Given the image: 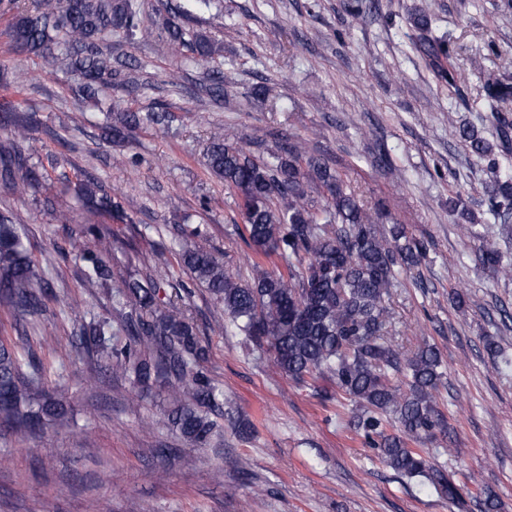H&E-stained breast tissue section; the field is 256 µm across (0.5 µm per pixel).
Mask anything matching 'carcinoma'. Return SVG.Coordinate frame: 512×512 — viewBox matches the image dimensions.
Instances as JSON below:
<instances>
[{
    "label": "carcinoma",
    "mask_w": 512,
    "mask_h": 512,
    "mask_svg": "<svg viewBox=\"0 0 512 512\" xmlns=\"http://www.w3.org/2000/svg\"><path fill=\"white\" fill-rule=\"evenodd\" d=\"M164 30L168 49L177 54L190 46L202 60H211L215 45L201 33L186 39L184 22L191 10L180 3L165 5ZM415 32L413 46L455 86L461 74L451 61V38L437 34L431 18L415 13L407 18ZM141 24L135 0H34L33 9L15 17L11 35L23 50L41 59L43 69L81 78L79 95L93 98L98 88L120 83L130 93L147 89L134 74L137 64L112 60L103 44L107 33L127 38ZM512 99V83H489L484 100L494 110ZM113 113L102 126L104 138L123 139L146 125L165 127L174 115L163 104L146 111L108 103ZM0 120L9 132L0 135V182L15 197L38 192L40 176L29 164L24 144L34 129L32 114L21 115L12 102L0 105ZM471 150L487 160L491 183L490 211L503 224L512 219V178L500 177L502 164L512 163V132L504 125L493 144L473 126L459 128ZM209 174L233 189L242 209V237L254 251L250 274L244 279L224 269L210 251L186 243L177 254L182 270L224 307L228 323L218 321L213 331L235 327L259 347H267L273 365L289 378L329 377L336 388L357 403L351 417L382 460L401 475L422 477L440 490L461 512L468 493L445 471L434 467L424 445L445 430V415L437 394L446 377L436 349L420 347L406 357L387 339L389 309L386 299L402 271L417 266L426 252L424 242L408 236L393 223L389 234L377 231L376 221L388 218L381 207L371 213L348 190L336 169L309 154L301 142L255 158L231 134L216 132L205 153ZM79 197L99 213L124 219L122 205L99 194V186L80 184ZM319 196L321 201L314 200ZM79 243L78 260L86 288L109 303L111 317L82 324L83 349L96 361L116 364L135 387H162L171 407L169 418L180 437L196 445L214 434V415L223 414L224 391L211 384L203 371L208 349L191 318L171 310L161 296V275L148 268L137 277L112 268L107 255L112 233L100 224L67 228ZM17 215L0 210V293L18 317L42 312L46 271L38 267L24 241ZM482 264L512 276L490 244L479 253ZM129 341L111 342L112 324ZM32 351L21 354L0 339V427L33 430L46 421L63 420L68 409L58 392L38 387Z\"/></svg>",
    "instance_id": "carcinoma-1"
}]
</instances>
